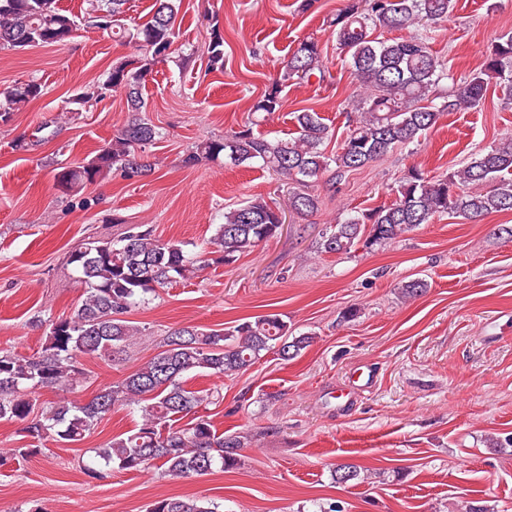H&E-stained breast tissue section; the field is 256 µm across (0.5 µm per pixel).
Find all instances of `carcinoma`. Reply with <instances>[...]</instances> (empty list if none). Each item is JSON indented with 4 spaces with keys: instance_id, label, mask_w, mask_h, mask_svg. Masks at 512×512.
<instances>
[{
    "instance_id": "cac0c4a2",
    "label": "carcinoma",
    "mask_w": 512,
    "mask_h": 512,
    "mask_svg": "<svg viewBox=\"0 0 512 512\" xmlns=\"http://www.w3.org/2000/svg\"><path fill=\"white\" fill-rule=\"evenodd\" d=\"M96 27L113 38L137 44L143 59L112 65L103 83H94L76 94L69 104L81 109L90 101L104 100L107 87L126 94L132 117L98 154L81 166L64 168L55 175L57 186L71 192L79 185L94 183L111 167L149 172L151 165L136 160L138 149L159 136L156 127L142 113L147 102L142 87L148 66L172 54L178 37L176 0H155L149 21L134 28L125 23L123 6L128 0H89ZM454 0H348L332 20L336 42L345 52L352 74L364 86L356 101L360 112L341 151L330 157L324 145L331 137L319 113L303 110L295 115L297 136L268 139L248 127L219 139L208 138L196 145L187 163L228 157L237 165L254 162L296 183L309 181L335 165V171L356 170L388 155L395 146L409 144L433 127L440 113L476 107L486 96L490 81H496L512 95V31L498 35L479 70L448 89L438 107L424 106L439 84L448 79L442 60L421 37L380 40L374 28L401 30L419 23H437L448 18ZM78 30L77 16L60 8L59 0H0V48L51 46L69 40ZM206 53L211 69L224 68V38L212 30ZM328 69L323 64L318 42L306 38L297 43L284 66L282 82L269 88L254 111L271 114L280 108L282 84L296 78L322 81ZM42 94L35 80L20 83L0 93V121ZM493 184L488 191H466L467 185ZM316 195L298 191L290 209L300 216L318 211ZM512 211V136L474 152L459 170L441 177H425L413 169L397 188L389 205L371 213L350 215L329 225L318 249L325 253H348L358 243L370 248L397 239L441 214L474 219L493 212ZM281 228L278 210L262 198L245 201L224 211V223L216 225L211 244L228 263L275 237ZM67 264L80 273L85 297L69 317L48 320L49 332L40 352L21 357L0 352V420L27 422L30 448H16L14 454L30 457L40 451L38 444L52 439L76 443L117 406L141 407L142 423L126 437H115L95 449L96 461L124 471H141L154 464L177 479L204 475L215 466L231 469L239 462L244 437L219 434L202 416L183 428H173L211 397L206 390L184 385L189 371L232 375L253 365L264 351L278 349L292 359L306 349L310 336L288 337V325L277 314L260 316L222 330L204 332L182 328L167 337L165 349L117 385L101 388L84 403L59 402L35 413L28 393L38 388L72 387L82 372L77 366L84 356H106L127 345L140 329L124 315L135 304L180 280H188L209 265L202 255L190 256L183 245L163 240L150 228L133 225L118 238L92 237L72 250ZM367 469L355 464L337 465L332 478L337 483L365 479ZM149 512H218V506L204 497H167L151 505Z\"/></svg>"
}]
</instances>
